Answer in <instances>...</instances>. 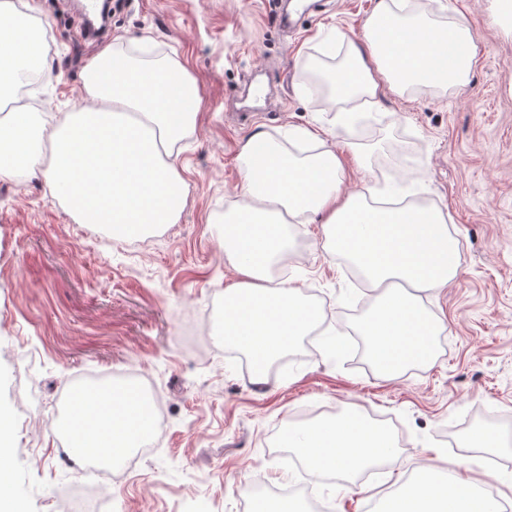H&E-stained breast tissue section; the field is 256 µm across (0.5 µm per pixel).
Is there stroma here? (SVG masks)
<instances>
[{
	"mask_svg": "<svg viewBox=\"0 0 512 512\" xmlns=\"http://www.w3.org/2000/svg\"><path fill=\"white\" fill-rule=\"evenodd\" d=\"M282 29L279 0H118L102 38L80 35L77 0H40L48 68L25 91L43 116L82 102L83 67L121 37L132 57L172 59L200 89L196 129L177 158L188 185L182 215L156 235L115 240L78 223L41 177L0 179V409L13 422L12 493L24 512H56L77 486L101 512H240L249 477L273 486L298 478L294 449L272 444L301 411L326 419L374 410L396 448L355 488L318 482L322 512H377L421 466L474 461L493 472L512 505V444L472 448L478 430L512 434V12L500 0H424L415 19L459 13L478 48L464 87L387 93L353 108L306 89V66L324 41H361L378 0H305ZM358 110L355 127L340 121ZM287 149L360 145L346 191L376 185L383 198L434 206L458 242L460 272L422 296L444 315L433 362L390 378L325 346L360 334L377 293L322 247L317 224L287 227L302 248L288 281L321 322L256 379L223 340L224 290L237 280L224 253V215L241 191L240 152L254 134ZM360 291L361 308L346 295ZM137 370L159 391L169 423L129 471L74 463L60 423L77 383Z\"/></svg>",
	"mask_w": 512,
	"mask_h": 512,
	"instance_id": "obj_1",
	"label": "stroma"
}]
</instances>
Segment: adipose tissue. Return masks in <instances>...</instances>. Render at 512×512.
<instances>
[{"label":"adipose tissue","mask_w":512,"mask_h":512,"mask_svg":"<svg viewBox=\"0 0 512 512\" xmlns=\"http://www.w3.org/2000/svg\"><path fill=\"white\" fill-rule=\"evenodd\" d=\"M405 0H379L362 43L349 47L348 66L329 74L332 94L343 102L378 98L391 90L447 91L465 85L476 47L462 18L402 23ZM34 18L39 0H0V178L41 174L52 198L62 200L79 223L100 224L113 238L144 235L179 219L187 184L177 169L175 146L195 127L196 113L161 99L174 85L191 102L200 91L178 61L144 63L117 44L91 57L84 68L87 104L50 122L19 104L8 90L33 70L45 71L36 38L18 23ZM242 194L224 226V252L239 280L224 291V344L245 351L259 368L277 360L314 326L320 311L302 302L288 284H272V266L288 253V219L319 217L330 252L349 259L379 288L366 322L371 360L396 378L432 359L431 339L446 329L428 314L419 292L446 288L458 274L457 241L441 211L420 206L382 208L342 191L346 169L327 147L298 158L255 135L242 154ZM355 228L341 237L342 225ZM66 437L76 456L115 462L152 434L142 397L112 390L85 393L67 414ZM12 422L0 411V512H22L11 496ZM298 449L312 471H335L355 480L384 463L394 441L386 430L355 413L289 428L280 439ZM469 457L448 462L444 481L406 484L386 512H499L496 500L478 493L467 474Z\"/></svg>","instance_id":"obj_1"}]
</instances>
